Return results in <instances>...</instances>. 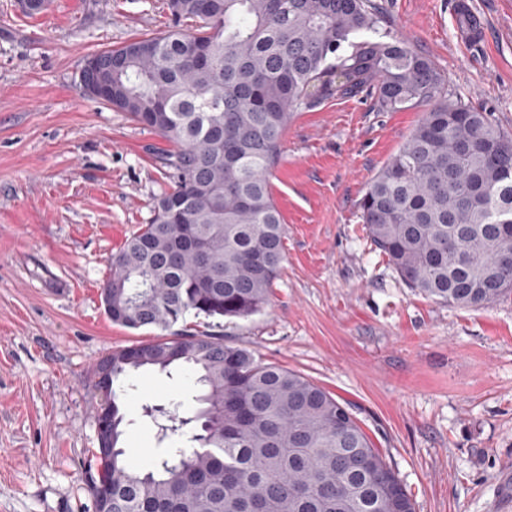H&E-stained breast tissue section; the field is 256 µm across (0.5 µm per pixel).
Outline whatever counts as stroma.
<instances>
[{
	"instance_id": "1",
	"label": "stroma",
	"mask_w": 512,
	"mask_h": 512,
	"mask_svg": "<svg viewBox=\"0 0 512 512\" xmlns=\"http://www.w3.org/2000/svg\"><path fill=\"white\" fill-rule=\"evenodd\" d=\"M429 56L450 95L512 134V0H376ZM485 21L467 40L466 13ZM165 0H0V512H93L86 472L104 402L92 369L162 338L104 312L109 260L152 216L174 173L165 142L79 88L87 54L169 29ZM373 98L296 112L272 171L286 227L269 305L215 335L295 371L352 409L416 512H500L512 474V295L461 308L408 288L358 203L419 125ZM123 397L131 469L164 447L144 405L193 416L195 375L140 370Z\"/></svg>"
}]
</instances>
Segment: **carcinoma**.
I'll return each instance as SVG.
<instances>
[{
	"label": "carcinoma",
	"instance_id": "obj_1",
	"mask_svg": "<svg viewBox=\"0 0 512 512\" xmlns=\"http://www.w3.org/2000/svg\"><path fill=\"white\" fill-rule=\"evenodd\" d=\"M172 26L92 53L112 101L173 148V186L110 259V320L170 329L185 315L247 318L268 304L285 224L270 186L294 112L363 93L378 110L426 107L358 203L371 241L413 290L456 307L512 294V136L448 96L445 76L387 29L373 0H167ZM194 26L183 28L182 21ZM205 242L198 257L187 237ZM112 453L93 451L92 498L111 512H415L348 406L285 368L199 331L114 350ZM188 366L204 409L199 448L133 471L115 385L146 366Z\"/></svg>",
	"mask_w": 512,
	"mask_h": 512
}]
</instances>
